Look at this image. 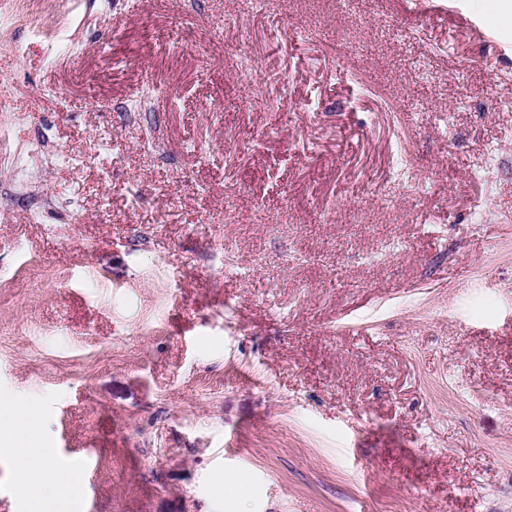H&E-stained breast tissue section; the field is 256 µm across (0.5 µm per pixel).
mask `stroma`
<instances>
[{"label":"stroma","mask_w":512,"mask_h":512,"mask_svg":"<svg viewBox=\"0 0 512 512\" xmlns=\"http://www.w3.org/2000/svg\"><path fill=\"white\" fill-rule=\"evenodd\" d=\"M499 5L0 0L52 202L0 158V395L85 473L43 512H512Z\"/></svg>","instance_id":"obj_1"}]
</instances>
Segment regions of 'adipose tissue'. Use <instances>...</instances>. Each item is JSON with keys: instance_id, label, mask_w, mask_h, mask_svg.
Returning <instances> with one entry per match:
<instances>
[{"instance_id": "obj_1", "label": "adipose tissue", "mask_w": 512, "mask_h": 512, "mask_svg": "<svg viewBox=\"0 0 512 512\" xmlns=\"http://www.w3.org/2000/svg\"><path fill=\"white\" fill-rule=\"evenodd\" d=\"M39 416L38 402L22 406L16 398L0 395V451L15 464L28 512H42L44 501L51 498L65 500L78 482L77 471L61 467L53 449L28 438L30 424Z\"/></svg>"}]
</instances>
